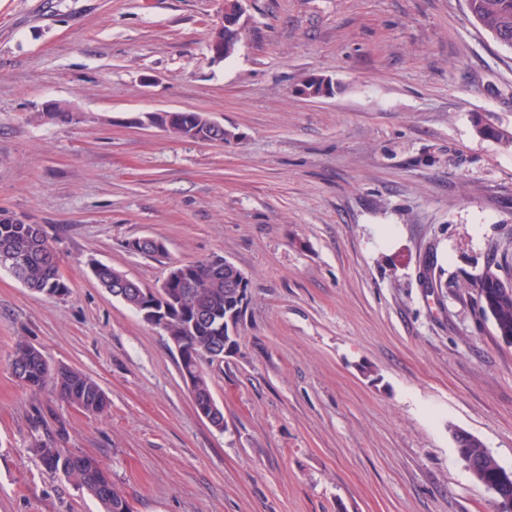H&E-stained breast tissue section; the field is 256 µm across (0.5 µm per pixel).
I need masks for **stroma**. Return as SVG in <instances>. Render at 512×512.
<instances>
[{
	"label": "stroma",
	"instance_id": "obj_1",
	"mask_svg": "<svg viewBox=\"0 0 512 512\" xmlns=\"http://www.w3.org/2000/svg\"><path fill=\"white\" fill-rule=\"evenodd\" d=\"M222 6L0 0V214L43 226L70 286L50 299L0 269V512H100L32 453L36 414L134 512H497L450 430L512 468V345L458 286L512 268V149L473 127L512 128V49L466 0H245L218 63ZM316 75L330 97L300 95ZM51 102L79 120L41 118ZM160 110L234 139L139 124ZM142 236L165 254L130 251ZM216 255L251 284L239 352L203 365L220 430L165 333L92 272L154 287ZM21 341L109 407L30 393ZM243 0H233L230 5L220 11L211 25V40L209 49L215 62L224 61V41H240L245 29L242 8ZM234 5V6H233ZM190 135L195 136L196 140L205 142L223 143L232 135L224 128V125L212 120L204 115L197 128L193 129Z\"/></svg>",
	"mask_w": 512,
	"mask_h": 512
}]
</instances>
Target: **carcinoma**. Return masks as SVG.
Masks as SVG:
<instances>
[{"mask_svg":"<svg viewBox=\"0 0 512 512\" xmlns=\"http://www.w3.org/2000/svg\"><path fill=\"white\" fill-rule=\"evenodd\" d=\"M472 16L500 44L512 49V0H466ZM476 134L512 148V131L478 115L474 119ZM8 247L24 256V285L30 290L54 298L69 293V285L59 269L57 254L40 224H26L8 215L0 217V248ZM107 291L125 305L139 311L143 298L135 289L144 287L139 281L132 287L117 290L112 281L122 273L108 265L95 274ZM166 292L155 299L158 321H167L166 336L178 338L180 372L190 375V392L198 406L210 405L213 395L207 373L202 369L205 353L224 345V272L207 260L173 262L165 279ZM473 300L486 297L481 316L492 321L496 336L512 339V281L502 278L498 265L489 264L478 275L465 279ZM11 367L21 383L31 392L52 384L59 398L95 415L103 412L109 398L91 377L79 370L51 367L37 348L20 342L16 345ZM31 451L49 472L61 474L85 489L102 506L103 512H125L124 494L117 486L104 487L94 458L58 447L53 439L37 435Z\"/></svg>","mask_w":512,"mask_h":512,"instance_id":"cac0c4a2","label":"carcinoma"}]
</instances>
